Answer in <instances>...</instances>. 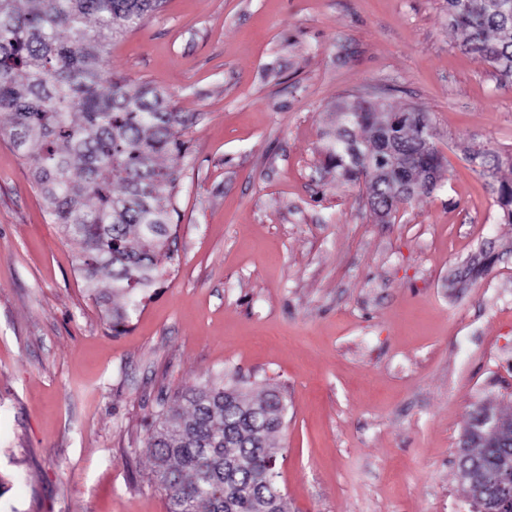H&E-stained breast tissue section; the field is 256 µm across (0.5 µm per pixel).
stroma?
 I'll list each match as a JSON object with an SVG mask.
<instances>
[{
  "instance_id": "35a3bbf8",
  "label": "stroma",
  "mask_w": 512,
  "mask_h": 512,
  "mask_svg": "<svg viewBox=\"0 0 512 512\" xmlns=\"http://www.w3.org/2000/svg\"><path fill=\"white\" fill-rule=\"evenodd\" d=\"M446 0H163L108 72L197 114L164 274L113 332L0 137V512H168L147 425L237 374L286 405L290 512H469L474 406L512 417V85ZM430 119L442 188L380 219L339 177V104ZM490 152L469 160L473 146Z\"/></svg>"
}]
</instances>
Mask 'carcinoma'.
Here are the masks:
<instances>
[{
  "label": "carcinoma",
  "instance_id": "obj_1",
  "mask_svg": "<svg viewBox=\"0 0 512 512\" xmlns=\"http://www.w3.org/2000/svg\"><path fill=\"white\" fill-rule=\"evenodd\" d=\"M0 0V132L8 135L33 184L50 205L53 223L79 241L78 271L90 296L112 322L126 325L170 252L174 191L181 170L161 158L183 155L184 131L195 121L170 97L146 84L110 77L112 41L149 17L160 0ZM463 46L512 83V0H448ZM430 130L418 110L381 112L365 98L336 112L326 156L350 182L368 180L387 217L399 204L438 188L442 158H418L408 180L432 170L414 197L397 200L386 180L374 181L367 160L383 153L382 135L406 146ZM505 223L512 224V185L497 189ZM286 409L274 391L253 397L232 379L203 384L161 408L147 447L169 512H288L278 483L273 434ZM501 448H463L460 457L491 468Z\"/></svg>",
  "mask_w": 512,
  "mask_h": 512
}]
</instances>
